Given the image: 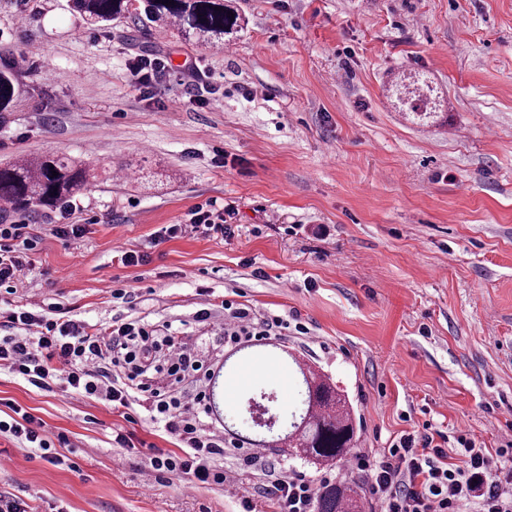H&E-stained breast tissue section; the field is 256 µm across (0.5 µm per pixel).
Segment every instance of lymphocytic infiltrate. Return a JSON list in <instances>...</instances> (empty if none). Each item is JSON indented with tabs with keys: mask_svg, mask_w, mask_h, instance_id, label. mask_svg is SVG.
<instances>
[{
	"mask_svg": "<svg viewBox=\"0 0 512 512\" xmlns=\"http://www.w3.org/2000/svg\"><path fill=\"white\" fill-rule=\"evenodd\" d=\"M222 237L230 228L214 201L194 206L188 224H172L163 235L177 237L186 229ZM40 241L24 218L0 219V288L16 294L31 267L30 254ZM224 342L237 345L288 330L283 317L258 316L248 305L226 299ZM10 333L0 336V370L31 386L47 390L53 380L88 399L126 407L139 404L153 423L163 425L180 444L179 451L152 457L151 476L187 477L188 487L236 484L234 474L216 466L223 456V435L206 430L201 419L205 394L188 390L186 381H199L204 365L186 336L171 324L132 318L99 328L63 315L60 308L28 301L5 314ZM0 435L11 437L56 466L70 465L42 422L22 406L10 404L0 418ZM464 461L453 464L432 435L401 436L398 443L356 456L354 465L365 473L382 512H512V440L496 450L492 466L484 449L462 441ZM270 492L280 512H313L316 489L294 472L275 474Z\"/></svg>",
	"mask_w": 512,
	"mask_h": 512,
	"instance_id": "lymphocytic-infiltrate-1",
	"label": "lymphocytic infiltrate"
}]
</instances>
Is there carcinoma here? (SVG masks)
Segmentation results:
<instances>
[{
	"instance_id": "cac0c4a2",
	"label": "carcinoma",
	"mask_w": 512,
	"mask_h": 512,
	"mask_svg": "<svg viewBox=\"0 0 512 512\" xmlns=\"http://www.w3.org/2000/svg\"><path fill=\"white\" fill-rule=\"evenodd\" d=\"M70 0V8L95 22L145 15L157 25L173 24L191 44L221 47L225 38L242 30L232 0ZM427 82L396 85V99L408 97L414 118L426 123L441 106ZM20 91L9 60L0 64V112L13 111ZM57 175H52V172ZM90 165L53 153L0 163V202L18 212L48 209L64 204L89 180ZM302 376L300 412L292 415V431L284 437L286 452L317 467L330 468L355 447L356 421L350 403L335 385L312 367L293 361ZM317 512H362L363 503L350 482L323 484L316 496Z\"/></svg>"
}]
</instances>
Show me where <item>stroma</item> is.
I'll return each mask as SVG.
<instances>
[{"label":"stroma","mask_w":512,"mask_h":512,"mask_svg":"<svg viewBox=\"0 0 512 512\" xmlns=\"http://www.w3.org/2000/svg\"><path fill=\"white\" fill-rule=\"evenodd\" d=\"M240 35L192 45L147 18L88 27L68 0H0V48L25 56L21 95L0 123V161L77 157L108 179L73 194L82 239L56 237L58 209L30 212L41 240L17 298L53 303L104 327L164 320L202 359L223 334L224 298L297 320L225 375L206 427L251 424L247 396L270 395L285 426L299 405L296 356L352 403L364 453L402 435L458 436L495 451L512 439V0H236ZM151 54L170 70L160 102L144 100L127 64ZM203 76L192 79L186 64ZM428 73L443 117L422 126L391 86ZM198 87L207 107L190 102ZM216 200L232 226L216 238L161 229ZM145 251L126 266L119 251ZM130 292L132 302L113 298ZM212 308L207 326L197 311ZM15 402L65 435L69 470L0 436V493L32 512H279L266 479L233 458L235 490L146 482L151 457L176 451L144 408H115L0 370ZM132 432L138 448L112 442ZM313 483L343 476L375 512L349 461L324 470L279 452Z\"/></svg>","instance_id":"stroma-1"}]
</instances>
